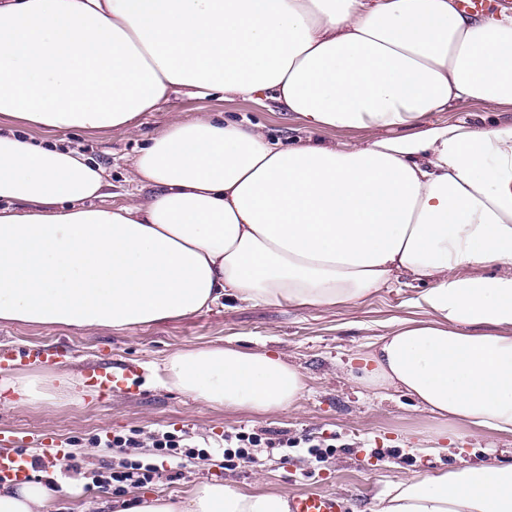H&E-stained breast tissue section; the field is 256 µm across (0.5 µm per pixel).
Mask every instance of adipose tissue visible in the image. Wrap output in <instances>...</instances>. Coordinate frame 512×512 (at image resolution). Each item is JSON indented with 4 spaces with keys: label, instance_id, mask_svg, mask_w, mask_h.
<instances>
[{
    "label": "adipose tissue",
    "instance_id": "ef3b65f1",
    "mask_svg": "<svg viewBox=\"0 0 512 512\" xmlns=\"http://www.w3.org/2000/svg\"><path fill=\"white\" fill-rule=\"evenodd\" d=\"M214 92L389 134L289 144L180 112L133 162L149 199L110 208L99 163L0 128V321L124 328L225 297L330 307L418 282L423 319L379 336L356 381L512 434V16L456 0H0V118L126 129L172 95ZM468 101L506 118L433 121ZM161 383L258 412L304 389L282 355L229 346L171 355ZM72 491L5 486L0 512H53ZM124 512L289 503L212 481ZM376 512H512V465L410 478Z\"/></svg>",
    "mask_w": 512,
    "mask_h": 512
}]
</instances>
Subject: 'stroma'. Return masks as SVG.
I'll return each mask as SVG.
<instances>
[{
    "instance_id": "1",
    "label": "stroma",
    "mask_w": 512,
    "mask_h": 512,
    "mask_svg": "<svg viewBox=\"0 0 512 512\" xmlns=\"http://www.w3.org/2000/svg\"><path fill=\"white\" fill-rule=\"evenodd\" d=\"M179 112L205 114L246 126L269 136L303 143L361 145L382 136L379 128L306 130L302 121L281 112L266 97L245 99L220 93L204 98L180 96L163 102L130 129L55 132L20 127V134L84 152L108 169L112 184L105 205L144 199L148 191L132 180V163L149 140ZM416 289L400 284L380 289L357 303L328 308L254 305L228 298L211 309L144 326L79 329L0 322V346L25 350L37 346L59 351L63 368L53 371L62 386L49 399L0 404V430L14 433L12 452L38 454L37 438L53 448L31 479L46 476L75 480L72 495L60 498L55 512H119L122 501L139 493L179 498L202 481H221L245 493H291L303 489L333 492L345 512H374L376 499L390 485L459 465L512 464V435L488 434L471 426L448 430L442 421L391 387L366 389L352 381L350 366L369 352L376 337L418 315L412 304ZM215 346L278 353L305 376V389L285 410L257 413L229 409L167 389L155 369L173 352ZM137 364L144 375L139 388L115 394L100 407L83 382L84 370L101 363ZM163 429L210 443L211 457L180 466L154 454L150 434ZM136 434L135 457L150 459L160 476L139 488H91V474L121 454L97 447L96 437ZM272 434L295 441L287 457L260 455L245 462L223 456L224 436ZM329 452L316 462L309 446ZM75 455L79 468L58 462L55 449Z\"/></svg>"
}]
</instances>
